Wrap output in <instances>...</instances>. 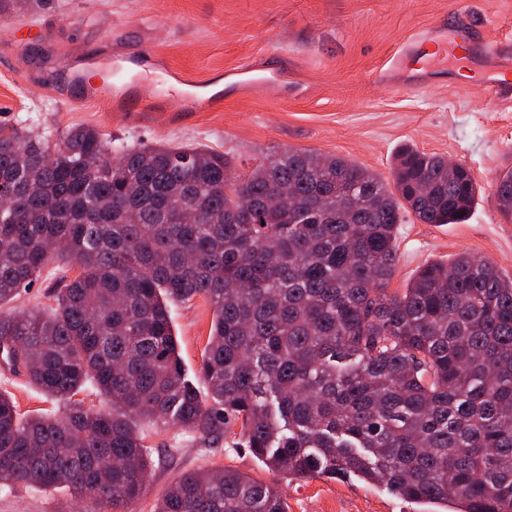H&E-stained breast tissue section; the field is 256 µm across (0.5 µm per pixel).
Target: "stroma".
Wrapping results in <instances>:
<instances>
[{"mask_svg": "<svg viewBox=\"0 0 512 512\" xmlns=\"http://www.w3.org/2000/svg\"><path fill=\"white\" fill-rule=\"evenodd\" d=\"M461 30L490 56L431 62L419 80L393 73L394 57L411 39L434 31L452 38ZM108 40L131 53L160 55L165 72L188 82L219 77L223 102L202 112L156 111L158 97L187 91L158 72L135 112L64 86L66 69L99 55ZM511 60L512 0H39L0 17V125L55 137L89 126L116 151L201 144L241 171L288 148L335 154L386 179L404 145L447 156L470 169L479 193L462 224H423L403 213L389 285L399 292L425 264L461 250L512 277V219L494 197L500 174L512 167V100L490 88L496 66ZM256 63L286 72L287 93L275 82L236 90L230 72ZM171 319L183 370L197 379L213 308L198 296L172 304ZM0 391L24 414L55 407L24 377L1 369ZM146 434L153 467L127 512H154L182 473L224 466L279 484L288 512H429L353 478L288 480L229 437L212 448L176 427ZM69 503L61 490L0 492V512H65Z\"/></svg>", "mask_w": 512, "mask_h": 512, "instance_id": "35a3bbf8", "label": "stroma"}]
</instances>
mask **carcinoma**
I'll list each match as a JSON object with an SVG mask.
<instances>
[{"instance_id":"cac0c4a2","label":"carcinoma","mask_w":512,"mask_h":512,"mask_svg":"<svg viewBox=\"0 0 512 512\" xmlns=\"http://www.w3.org/2000/svg\"><path fill=\"white\" fill-rule=\"evenodd\" d=\"M53 159L45 164L46 156ZM393 182L288 148L245 172L206 148L112 155L98 130L0 126V360L63 404L24 415L0 392V491L67 489L125 512L151 470L143 424L245 447L292 478L356 477L447 512H512V279L468 252L389 292L402 212L462 224L470 170L406 145ZM512 219V167L495 190ZM77 275L55 305L11 304L44 267ZM213 307L182 373L169 304ZM104 409L75 400L86 385ZM155 512H287L232 469L178 476Z\"/></svg>"}]
</instances>
